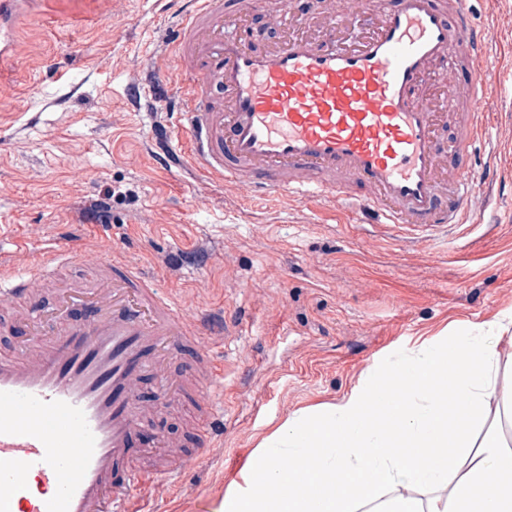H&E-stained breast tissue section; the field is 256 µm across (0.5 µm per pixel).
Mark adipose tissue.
Here are the masks:
<instances>
[{
	"label": "adipose tissue",
	"instance_id": "ef3b65f1",
	"mask_svg": "<svg viewBox=\"0 0 512 512\" xmlns=\"http://www.w3.org/2000/svg\"><path fill=\"white\" fill-rule=\"evenodd\" d=\"M399 354L289 414L212 512H512V306Z\"/></svg>",
	"mask_w": 512,
	"mask_h": 512
}]
</instances>
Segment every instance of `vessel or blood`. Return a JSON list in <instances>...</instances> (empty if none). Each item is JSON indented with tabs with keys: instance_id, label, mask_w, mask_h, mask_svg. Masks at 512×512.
Segmentation results:
<instances>
[{
	"instance_id": "obj_1",
	"label": "vessel or blood",
	"mask_w": 512,
	"mask_h": 512,
	"mask_svg": "<svg viewBox=\"0 0 512 512\" xmlns=\"http://www.w3.org/2000/svg\"><path fill=\"white\" fill-rule=\"evenodd\" d=\"M169 2L177 76L146 70L128 94L136 107L163 103L155 144L169 165L248 178L257 197H329L377 224L466 223L472 198L498 181L496 168L472 164L495 119L485 74L498 61L466 0H391L369 17L356 0L337 12L278 0L271 19L286 34L273 43L244 23L253 0ZM44 3L0 0V72L18 68L17 23ZM463 71L471 81L460 90ZM77 253L60 238L19 272L0 250V324L26 339L0 350V512H131L147 479L175 485L224 442L205 322L122 253L72 276ZM190 351L194 366L172 373ZM148 377L153 406L138 397ZM182 400L198 444L173 465L175 440L136 442Z\"/></svg>"
}]
</instances>
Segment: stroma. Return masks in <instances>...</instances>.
<instances>
[{
	"label": "stroma",
	"instance_id": "obj_1",
	"mask_svg": "<svg viewBox=\"0 0 512 512\" xmlns=\"http://www.w3.org/2000/svg\"><path fill=\"white\" fill-rule=\"evenodd\" d=\"M488 22L502 117L475 153L503 173L498 222L422 231L365 224L328 200L258 198L161 164L152 119L127 104L145 68L173 70L174 25L154 0H51L22 21L23 60L0 77V247L77 238L121 249L190 315L223 318L224 445L182 485L149 484L143 512H210L288 414L347 393L418 337L512 305V0H470ZM107 201L110 221L76 223Z\"/></svg>",
	"mask_w": 512,
	"mask_h": 512
}]
</instances>
